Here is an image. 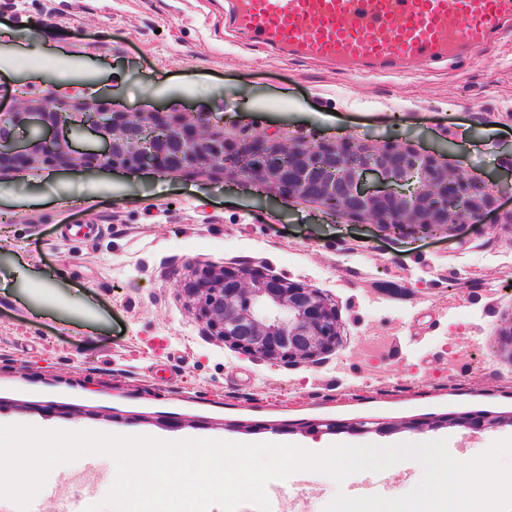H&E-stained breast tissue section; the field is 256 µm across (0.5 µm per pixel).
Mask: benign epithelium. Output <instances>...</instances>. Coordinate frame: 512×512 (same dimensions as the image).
Wrapping results in <instances>:
<instances>
[{"label":"benign epithelium","mask_w":512,"mask_h":512,"mask_svg":"<svg viewBox=\"0 0 512 512\" xmlns=\"http://www.w3.org/2000/svg\"><path fill=\"white\" fill-rule=\"evenodd\" d=\"M161 134L144 140L145 123L78 87L52 98L0 109V174L46 165L197 174L220 171L280 195L317 205L334 221L376 224L395 235L433 237L494 211L486 181L456 177L439 154L407 144L356 138L305 140L277 134L224 135L212 116L145 114ZM182 291L210 330L259 359L314 364L340 342L335 306L318 290L251 266L205 265ZM471 430L495 428L487 417H457Z\"/></svg>","instance_id":"obj_1"}]
</instances>
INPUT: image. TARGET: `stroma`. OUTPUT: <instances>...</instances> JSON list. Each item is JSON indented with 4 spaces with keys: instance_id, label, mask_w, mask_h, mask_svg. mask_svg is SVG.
Instances as JSON below:
<instances>
[{
    "instance_id": "35a3bbf8",
    "label": "stroma",
    "mask_w": 512,
    "mask_h": 512,
    "mask_svg": "<svg viewBox=\"0 0 512 512\" xmlns=\"http://www.w3.org/2000/svg\"><path fill=\"white\" fill-rule=\"evenodd\" d=\"M77 86L126 112H210L226 135L360 137L512 181V28L476 58L348 75L284 60L227 0H0V106ZM79 197L61 208L59 199ZM483 224L436 237L326 220L316 205L219 174L49 170L0 176V425L162 440L390 446L446 440L463 461L512 438V195ZM261 266L318 289L341 342L317 364L240 354L181 289L195 266ZM464 415L504 417L483 431ZM381 431H357L358 423ZM413 459L336 484L289 476L271 512H324L336 492L408 493ZM116 477L88 455L54 468L29 512H84Z\"/></svg>"
}]
</instances>
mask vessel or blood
<instances>
[{"mask_svg":"<svg viewBox=\"0 0 512 512\" xmlns=\"http://www.w3.org/2000/svg\"><path fill=\"white\" fill-rule=\"evenodd\" d=\"M235 24L288 55L357 73L471 58L512 22V0H231Z\"/></svg>","mask_w":512,"mask_h":512,"instance_id":"obj_1","label":"vessel or blood"}]
</instances>
